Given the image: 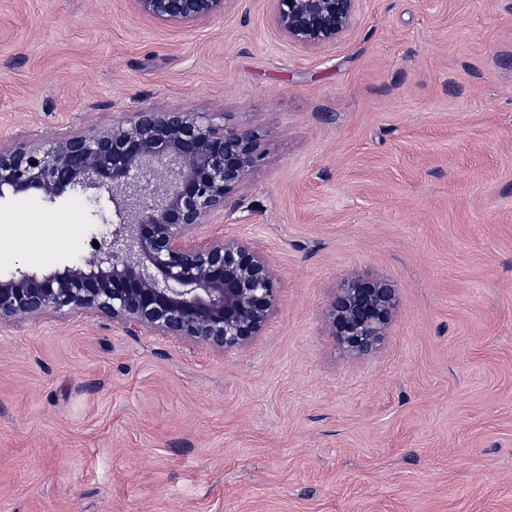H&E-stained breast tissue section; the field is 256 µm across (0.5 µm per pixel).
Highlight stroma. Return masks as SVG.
<instances>
[{
	"mask_svg": "<svg viewBox=\"0 0 512 512\" xmlns=\"http://www.w3.org/2000/svg\"><path fill=\"white\" fill-rule=\"evenodd\" d=\"M201 112L257 161L201 227L276 306L227 352L89 313L0 323V512H512V0H360L308 50L270 0L194 28L133 0H0V144ZM107 194L0 196V278L61 272ZM395 292L353 359L325 311Z\"/></svg>",
	"mask_w": 512,
	"mask_h": 512,
	"instance_id": "1",
	"label": "stroma"
}]
</instances>
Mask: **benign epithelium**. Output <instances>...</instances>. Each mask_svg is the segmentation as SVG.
I'll return each instance as SVG.
<instances>
[{
    "label": "benign epithelium",
    "mask_w": 512,
    "mask_h": 512,
    "mask_svg": "<svg viewBox=\"0 0 512 512\" xmlns=\"http://www.w3.org/2000/svg\"><path fill=\"white\" fill-rule=\"evenodd\" d=\"M140 13L192 27L224 14L226 0H134ZM289 42L317 48L354 20L360 0H271ZM255 163L254 137L197 112L142 110L130 121L75 132L41 145H0V196L38 190L104 191L116 221L85 263L62 273L17 270L0 279V321L85 311L179 341L227 351L247 345L275 305L267 256L251 243L199 226L224 210ZM394 295L380 279L337 289L328 328L350 355L385 336Z\"/></svg>",
    "instance_id": "benign-epithelium-1"
}]
</instances>
